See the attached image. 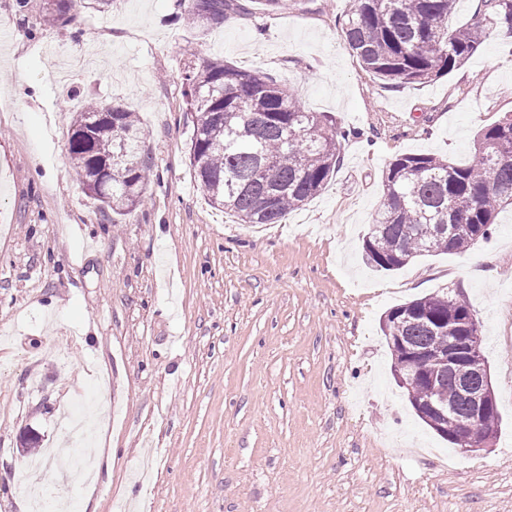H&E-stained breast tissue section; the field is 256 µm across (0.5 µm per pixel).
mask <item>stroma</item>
<instances>
[{
    "label": "stroma",
    "mask_w": 512,
    "mask_h": 512,
    "mask_svg": "<svg viewBox=\"0 0 512 512\" xmlns=\"http://www.w3.org/2000/svg\"><path fill=\"white\" fill-rule=\"evenodd\" d=\"M45 0H0V512L23 488L71 512H512V207L464 253L369 266L363 237L389 163L467 164L478 133L512 115V41L427 83L391 88L342 33L350 0H253L205 33L178 0H83L65 26ZM99 62L73 66L72 44ZM225 59L270 77L345 130L320 196L278 224L209 206L190 164L187 65ZM139 113L153 173L127 216L85 192L67 151L87 102ZM484 256L482 271L471 258ZM457 290L481 325L500 422L490 450L453 448L393 375L387 311ZM112 466L84 478L33 467L78 434ZM31 431L39 448L24 449Z\"/></svg>",
    "instance_id": "1"
}]
</instances>
